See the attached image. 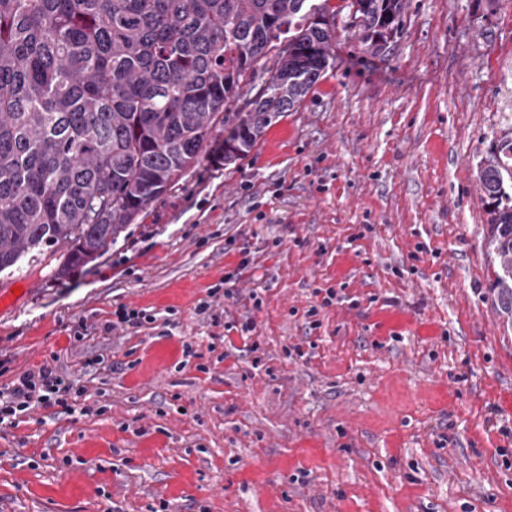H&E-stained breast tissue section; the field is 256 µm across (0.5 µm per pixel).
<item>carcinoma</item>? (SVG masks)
I'll use <instances>...</instances> for the list:
<instances>
[{
  "instance_id": "carcinoma-1",
  "label": "carcinoma",
  "mask_w": 512,
  "mask_h": 512,
  "mask_svg": "<svg viewBox=\"0 0 512 512\" xmlns=\"http://www.w3.org/2000/svg\"><path fill=\"white\" fill-rule=\"evenodd\" d=\"M303 0H0V271L27 254L52 279L104 254L176 185L217 124L224 161L293 109L329 59L335 24ZM377 50L405 0H349ZM264 92L230 113L259 62ZM512 126L478 168L491 288L512 315Z\"/></svg>"
}]
</instances>
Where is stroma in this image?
Instances as JSON below:
<instances>
[{
  "label": "stroma",
  "instance_id": "35a3bbf8",
  "mask_svg": "<svg viewBox=\"0 0 512 512\" xmlns=\"http://www.w3.org/2000/svg\"><path fill=\"white\" fill-rule=\"evenodd\" d=\"M327 11L326 69L247 155L224 162L216 128L104 255L0 272V387L45 364L91 408L0 427V512H512L477 181L512 125V0H406L380 50ZM246 240L254 357L219 292ZM122 305L148 322L101 332Z\"/></svg>",
  "mask_w": 512,
  "mask_h": 512
}]
</instances>
